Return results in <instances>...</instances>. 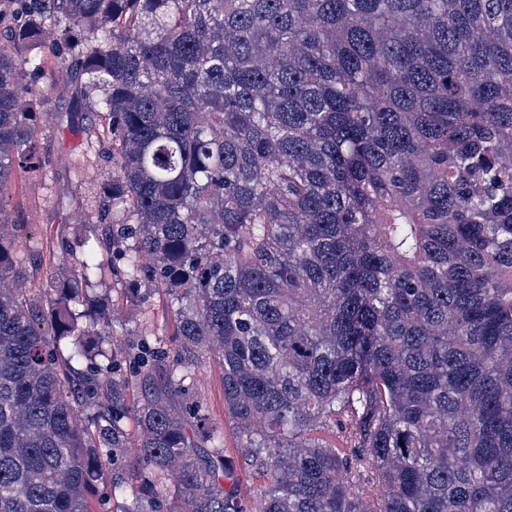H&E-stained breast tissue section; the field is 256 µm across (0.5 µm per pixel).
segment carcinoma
Wrapping results in <instances>:
<instances>
[{
  "label": "carcinoma",
  "instance_id": "obj_1",
  "mask_svg": "<svg viewBox=\"0 0 512 512\" xmlns=\"http://www.w3.org/2000/svg\"><path fill=\"white\" fill-rule=\"evenodd\" d=\"M46 74L117 172L33 268ZM107 462L121 512H512V0H0V512ZM198 391L204 404L208 407L213 425L224 429V455L235 471L242 478V487L246 498L253 495L258 482L246 476L244 456L236 450L232 426L224 414V394L221 384V371L219 366L210 361L201 371Z\"/></svg>",
  "mask_w": 512,
  "mask_h": 512
}]
</instances>
